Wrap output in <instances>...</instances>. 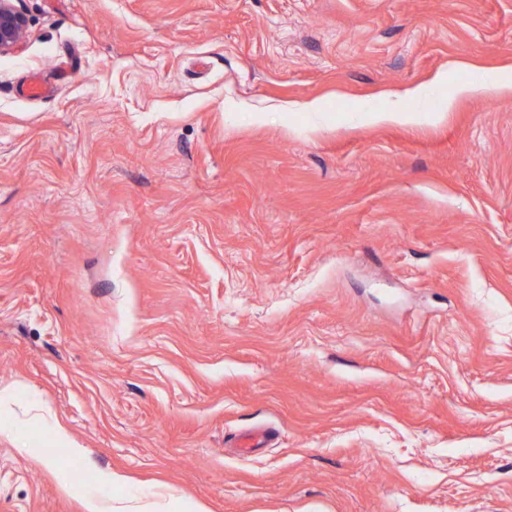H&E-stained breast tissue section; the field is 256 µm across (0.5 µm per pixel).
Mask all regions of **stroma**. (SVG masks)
I'll return each instance as SVG.
<instances>
[{"mask_svg":"<svg viewBox=\"0 0 512 512\" xmlns=\"http://www.w3.org/2000/svg\"><path fill=\"white\" fill-rule=\"evenodd\" d=\"M18 6L0 512H512V0ZM474 91H481L489 96H496L505 91V88L499 83L497 77L489 71H477V77L468 84H462L456 87L454 94L456 96L465 95Z\"/></svg>","mask_w":512,"mask_h":512,"instance_id":"1","label":"stroma"}]
</instances>
